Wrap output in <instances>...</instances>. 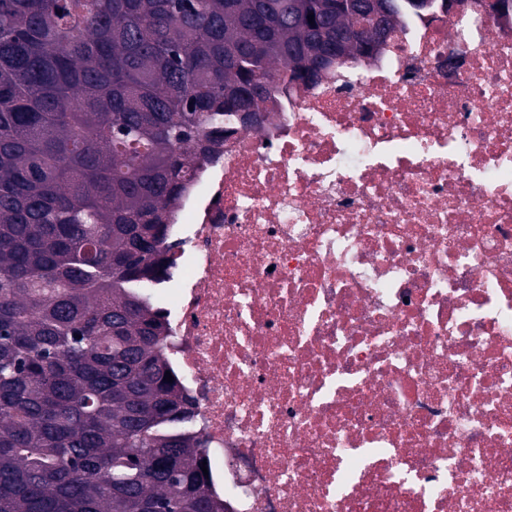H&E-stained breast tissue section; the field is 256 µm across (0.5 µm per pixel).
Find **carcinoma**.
Instances as JSON below:
<instances>
[{"label":"carcinoma","instance_id":"cac0c4a2","mask_svg":"<svg viewBox=\"0 0 512 512\" xmlns=\"http://www.w3.org/2000/svg\"><path fill=\"white\" fill-rule=\"evenodd\" d=\"M430 3L0 0V512H224L147 294L193 145Z\"/></svg>","mask_w":512,"mask_h":512}]
</instances>
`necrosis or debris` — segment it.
Returning <instances> with one entry per match:
<instances>
[{
  "instance_id": "1",
  "label": "necrosis or debris",
  "mask_w": 512,
  "mask_h": 512,
  "mask_svg": "<svg viewBox=\"0 0 512 512\" xmlns=\"http://www.w3.org/2000/svg\"><path fill=\"white\" fill-rule=\"evenodd\" d=\"M434 0L224 127L164 350L225 512H512V15Z\"/></svg>"
}]
</instances>
